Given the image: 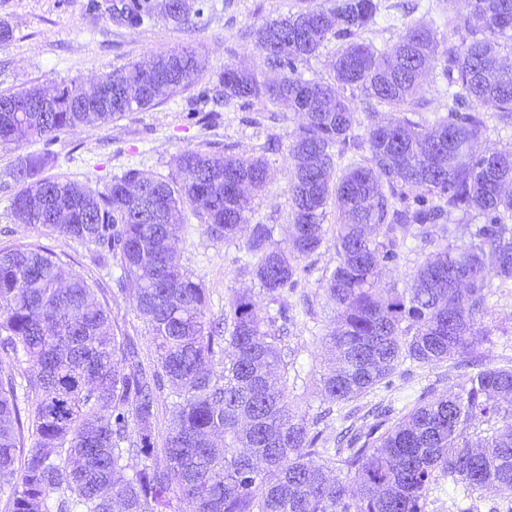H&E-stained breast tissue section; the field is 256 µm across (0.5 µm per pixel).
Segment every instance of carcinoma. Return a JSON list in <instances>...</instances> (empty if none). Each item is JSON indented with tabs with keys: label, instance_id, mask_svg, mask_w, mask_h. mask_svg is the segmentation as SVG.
I'll use <instances>...</instances> for the list:
<instances>
[{
	"label": "carcinoma",
	"instance_id": "carcinoma-1",
	"mask_svg": "<svg viewBox=\"0 0 512 512\" xmlns=\"http://www.w3.org/2000/svg\"><path fill=\"white\" fill-rule=\"evenodd\" d=\"M446 23L460 44L438 38L434 24L403 23L394 50L367 43L378 0H332L265 20L251 36L280 78L265 83L225 65L216 99L289 102L304 122L295 130L287 174L292 248L275 245V227L251 226L243 271L274 303L310 272L304 259L322 246L323 220L336 207V266L321 287L336 306L326 337L338 365L321 374L330 403L346 402L388 379L398 366L454 359L478 342L489 276L512 281V150L476 154L491 105L512 124V69L499 62L512 46V0H445ZM178 25L191 19L184 0H124L117 18L137 29L155 14ZM336 40L331 81L305 79L298 64ZM441 67L448 114L424 130L409 118L429 69ZM205 69L193 49L133 61L101 76L112 99L63 81L44 104L32 85L0 94L27 112H0V144L41 141L17 159L15 219L90 248L92 261L115 262L117 291L135 288L153 355L112 328L98 282L65 276L64 261L40 243L0 250V495L11 512H426L431 483L493 486L512 498V365L476 356L467 384L422 400L398 420L378 407L365 430L351 426L336 448L286 393L287 325L279 305L261 318L246 293H232L224 314L209 316L203 282L174 260L172 240L191 207L217 242L235 238L252 197L267 184L260 157L185 150L174 165L180 183L137 168L101 188L47 177L49 146L63 130L107 122L157 105L192 85ZM358 89L371 110L390 116L354 133ZM483 224H463L471 215ZM433 242L404 288L380 287L382 268L399 258L409 233ZM466 233L469 242L451 241ZM36 396L22 420L19 398ZM167 425L159 431L160 416ZM488 437L472 448L467 431ZM163 452L166 465L154 462ZM352 475L356 493L326 477L322 457Z\"/></svg>",
	"mask_w": 512,
	"mask_h": 512
}]
</instances>
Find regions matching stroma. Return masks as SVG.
<instances>
[{
  "label": "stroma",
  "mask_w": 512,
  "mask_h": 512,
  "mask_svg": "<svg viewBox=\"0 0 512 512\" xmlns=\"http://www.w3.org/2000/svg\"><path fill=\"white\" fill-rule=\"evenodd\" d=\"M325 0H217L194 25L177 26L165 21L132 30L109 14L92 15L87 0H0V21L13 29L11 41L0 44V92L37 85L45 91L61 81H77L92 89L106 72L124 64L172 49L188 47L206 61V75L188 88L178 90L162 103L146 110L125 113L106 123H92L63 131L51 146L54 160L47 173L80 184L104 186L129 167L166 180H183L173 158L184 149L219 148L233 155L262 157L268 168L266 188L254 200L248 224L242 225L233 241L213 240L193 211H186L185 226L173 242L178 262L200 278L210 293L211 312L219 314L225 295L232 292L252 295L259 315L272 312L256 279L239 272L245 259L250 225L260 221L276 225L278 248L290 251L288 234V194L286 171L293 132L301 121L287 103L261 99L251 103L233 101L203 123L193 112L206 110L205 91L209 73L232 63L274 80L263 57L246 37L248 27L305 7L323 5ZM411 15L418 20L438 16V0H381V16L363 35L365 41L381 45L396 41L401 32L397 19ZM33 143L0 145V249L19 243L38 242L55 252L68 254L66 270L111 287L119 274L112 265L97 266L88 250L73 241L48 235L41 226L18 223L11 203L18 185L12 176L18 156L36 151ZM337 222L334 208H327L326 234L321 248L309 263L312 277L306 287L313 305L312 315L298 314L288 328V355L294 360L288 368V397L300 412L316 414L326 408L320 392L321 372L334 358L324 335L335 316V306L320 290L318 281L336 265ZM430 248L420 239L408 238L399 258L386 265L382 286L405 287L417 264ZM114 325L134 336L142 348H149L145 325L135 310V293L127 291L108 297ZM489 314L484 323L490 331L475 347L484 362L493 366L512 360V285L493 280L488 298ZM467 368L448 361L413 371L398 367L389 381L370 392L341 403L325 430L335 437L344 422L363 425L368 412L379 403L391 406L396 416L416 407L423 393L438 397L465 385ZM428 512H492L502 506L500 496L491 490H476L452 498L447 487L437 483L428 492Z\"/></svg>",
  "instance_id": "obj_1"
}]
</instances>
